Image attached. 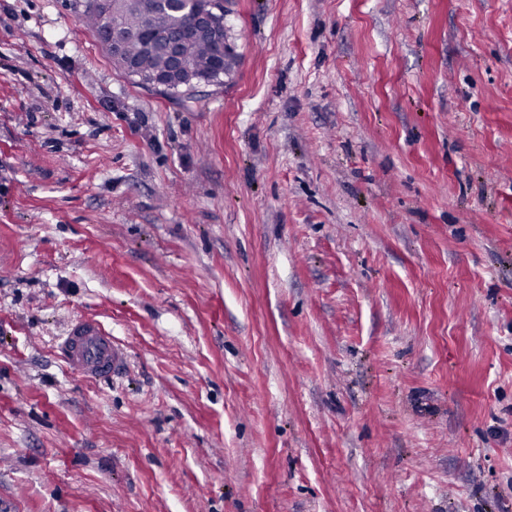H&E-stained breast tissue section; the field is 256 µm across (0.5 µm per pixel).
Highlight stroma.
Returning <instances> with one entry per match:
<instances>
[{"instance_id": "stroma-1", "label": "stroma", "mask_w": 512, "mask_h": 512, "mask_svg": "<svg viewBox=\"0 0 512 512\" xmlns=\"http://www.w3.org/2000/svg\"><path fill=\"white\" fill-rule=\"evenodd\" d=\"M83 3L0 0V512H512V0H224L192 99ZM174 75V74H168L167 76H157V77H153L149 80H143L141 82V85L146 87V88H150V89H154L156 91H160V92H165L167 90H177L181 87H172L171 86L173 84H182L184 85L185 87H187L186 89L189 90V91H193L194 88H195V84L192 83L191 79L190 78H187L185 76V74L183 73H180L179 76L177 77H174V78H171V76ZM194 87V88H192ZM58 350L69 369L87 377H112L126 360L124 349L94 320L74 323L58 343Z\"/></svg>"}]
</instances>
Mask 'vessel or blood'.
<instances>
[{
  "mask_svg": "<svg viewBox=\"0 0 512 512\" xmlns=\"http://www.w3.org/2000/svg\"><path fill=\"white\" fill-rule=\"evenodd\" d=\"M58 350L69 369L87 377H111L126 360L124 349L94 320L74 323Z\"/></svg>",
  "mask_w": 512,
  "mask_h": 512,
  "instance_id": "vessel-or-blood-1",
  "label": "vessel or blood"
}]
</instances>
